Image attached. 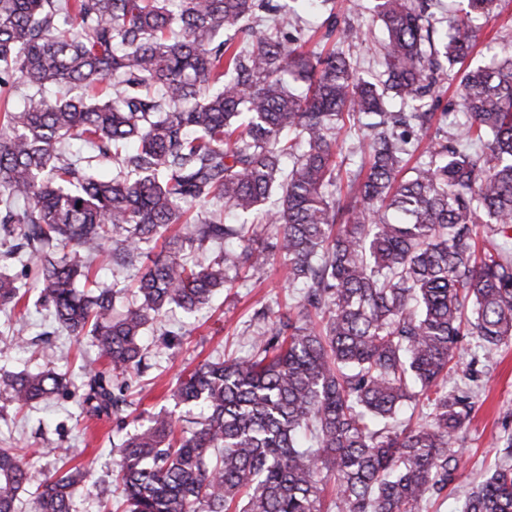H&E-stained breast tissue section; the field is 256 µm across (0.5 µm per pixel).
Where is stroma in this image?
Listing matches in <instances>:
<instances>
[{"mask_svg": "<svg viewBox=\"0 0 512 512\" xmlns=\"http://www.w3.org/2000/svg\"><path fill=\"white\" fill-rule=\"evenodd\" d=\"M7 269L28 293L17 308L0 310V336L9 335L16 321L21 320L26 325L27 338L45 333L49 339L22 352L0 353V368L19 371L47 365L66 374L71 384L68 395L52 397L23 410L0 398V446L15 448L29 460L30 474L36 482L61 465L56 457L40 455V448L51 445L67 449L69 456L88 470L86 480L74 492L75 512H100L105 501L118 506L120 495L114 471L123 434L115 419L85 417L80 407L81 360L95 356L94 342L86 338L77 343L56 331L50 312L37 302L32 274L16 262L9 263ZM298 301V289L289 284L284 264L276 261L260 287L239 282L237 288L217 293L208 307L192 316L178 308L169 310L145 333L149 369L134 384L131 401L143 417L167 411L177 426H184L185 412L171 396L177 374L209 358L247 356L256 328L254 312L263 308L273 315ZM170 331L181 333L179 344L167 345L166 334ZM477 368L483 391L468 427L456 441L457 447L464 450L456 479L447 496L430 499L423 512H458L464 491L487 476L512 438V340L499 346L493 362L478 363Z\"/></svg>", "mask_w": 512, "mask_h": 512, "instance_id": "35a3bbf8", "label": "stroma"}]
</instances>
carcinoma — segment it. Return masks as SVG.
<instances>
[{
	"instance_id": "1",
	"label": "carcinoma",
	"mask_w": 512,
	"mask_h": 512,
	"mask_svg": "<svg viewBox=\"0 0 512 512\" xmlns=\"http://www.w3.org/2000/svg\"><path fill=\"white\" fill-rule=\"evenodd\" d=\"M331 0H0V258L34 270L39 301L97 359L82 412L111 417L147 328L191 314L280 257L301 290L244 358L179 375L176 429L158 412L121 443L125 512H419L454 482L477 379L461 367L512 337V54L466 63L502 0H373L383 71L360 75L362 27L305 51L303 14ZM112 80V95L90 94ZM62 85L79 96H47ZM360 134L350 169L341 134ZM112 162V173L97 167ZM273 194L274 206H266ZM199 202L212 204L189 217ZM162 245H157V242ZM226 242L223 249L212 244ZM108 252L126 288H79ZM23 296L0 271V307ZM70 385L52 368L0 370L17 406ZM426 409L412 427L409 405ZM75 465L47 475L34 512H73ZM28 464L0 448V512ZM461 512H512V453Z\"/></svg>"
}]
</instances>
